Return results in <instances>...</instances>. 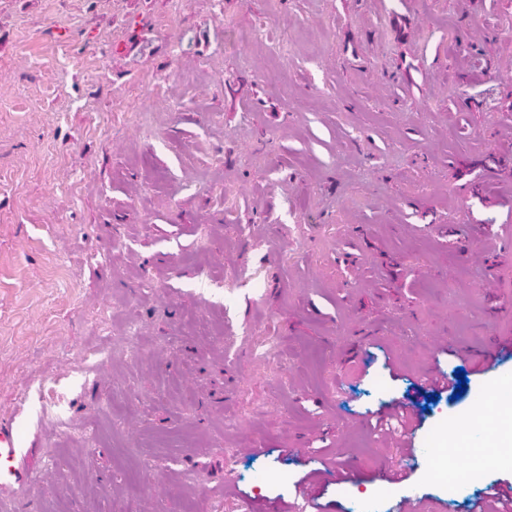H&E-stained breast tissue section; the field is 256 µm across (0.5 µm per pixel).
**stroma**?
I'll list each match as a JSON object with an SVG mask.
<instances>
[{
	"mask_svg": "<svg viewBox=\"0 0 512 512\" xmlns=\"http://www.w3.org/2000/svg\"><path fill=\"white\" fill-rule=\"evenodd\" d=\"M510 227L512 0H0V512H463ZM12 425L0 423V488L14 487L24 470L25 451ZM425 452L430 457L438 477L447 478L448 473L460 474L455 462L448 457L453 456V452L448 450V448H440L437 445H431L429 448H425Z\"/></svg>",
	"mask_w": 512,
	"mask_h": 512,
	"instance_id": "1",
	"label": "stroma"
}]
</instances>
